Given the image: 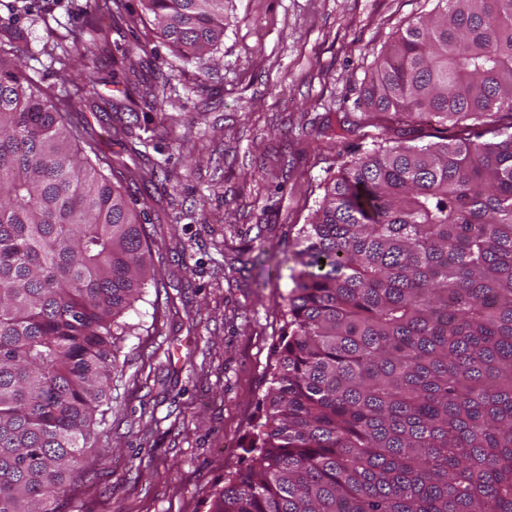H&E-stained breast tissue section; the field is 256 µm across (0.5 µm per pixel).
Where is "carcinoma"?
<instances>
[{
	"label": "carcinoma",
	"instance_id": "1",
	"mask_svg": "<svg viewBox=\"0 0 512 512\" xmlns=\"http://www.w3.org/2000/svg\"><path fill=\"white\" fill-rule=\"evenodd\" d=\"M140 2L201 64L224 37V0ZM115 50L129 83L142 47ZM365 96L397 126L300 229L264 421L210 512H512V0H437ZM72 109L0 57V512H57L157 284Z\"/></svg>",
	"mask_w": 512,
	"mask_h": 512
}]
</instances>
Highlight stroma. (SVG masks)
Listing matches in <instances>:
<instances>
[{"label": "stroma", "mask_w": 512, "mask_h": 512, "mask_svg": "<svg viewBox=\"0 0 512 512\" xmlns=\"http://www.w3.org/2000/svg\"><path fill=\"white\" fill-rule=\"evenodd\" d=\"M106 0H0V49L22 48L45 91H71L74 30L110 29L73 115L131 198L159 272L125 319L100 435L59 512H208L247 466L280 342L299 229L354 154L370 150L365 79L437 0H226L205 67L152 16L111 30ZM143 45L139 82L113 48ZM357 124L344 141L325 126Z\"/></svg>", "instance_id": "obj_1"}]
</instances>
